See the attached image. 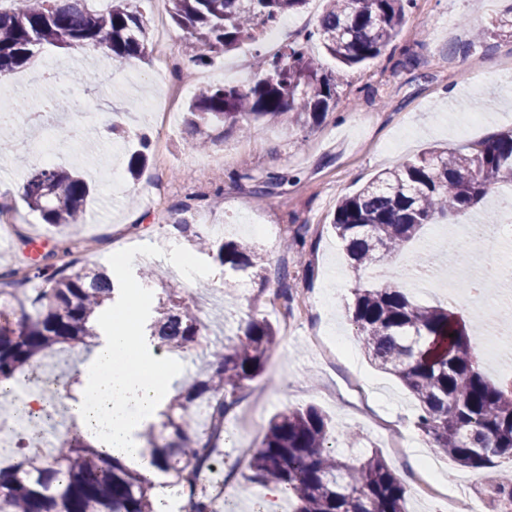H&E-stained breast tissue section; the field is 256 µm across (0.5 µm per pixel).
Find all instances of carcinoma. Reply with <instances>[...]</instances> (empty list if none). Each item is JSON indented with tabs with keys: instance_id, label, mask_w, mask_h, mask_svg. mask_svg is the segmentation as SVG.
<instances>
[{
	"instance_id": "cac0c4a2",
	"label": "carcinoma",
	"mask_w": 512,
	"mask_h": 512,
	"mask_svg": "<svg viewBox=\"0 0 512 512\" xmlns=\"http://www.w3.org/2000/svg\"><path fill=\"white\" fill-rule=\"evenodd\" d=\"M171 19L183 32L185 54L198 67L212 54L244 40L257 47L253 79L246 85L208 84L188 105L194 144L208 146L224 127L247 133L253 122L293 112L304 124L318 123L333 108L336 78L308 56L317 38L339 70L382 56L395 40L411 0H325L314 31L269 55L258 46L267 26L302 9L309 0H168ZM46 44L67 49L105 47L123 62L148 54V33L136 0H10L0 7V77L26 65ZM150 147L143 138L129 159L138 178ZM500 182L512 184V129L450 152L429 148L378 174L368 185L338 200L331 224L356 275L406 246L426 224L479 204ZM88 183L67 169L44 167L27 174L23 197L55 227L83 220ZM191 233L201 254L238 273L256 265L255 245L211 239L202 227ZM43 262L0 273V386L38 377L39 361L76 345L92 346L95 318L114 299L107 270L73 259ZM153 277L166 298L153 308L151 341L174 353L195 349L208 326L186 302L166 272ZM41 282L34 295L24 283ZM30 309H25V304ZM345 313L364 353L396 376L419 403L417 427L432 447L459 466L495 472L485 496L512 499V381L489 383L465 324L442 307L421 306L388 281L353 289ZM276 343L266 319H253L229 345L208 347L202 378L173 396L163 412L170 439L148 431L151 465L181 489H191V512H215L214 499L193 477L215 457L224 421L246 382L263 369ZM205 416L207 428L198 419ZM333 425L319 408L275 415L249 462L244 486L281 484L296 500L294 512H407L405 486L379 451L350 459L328 444ZM151 479L122 460L68 434L46 454L28 440L0 460V512H154Z\"/></svg>"
}]
</instances>
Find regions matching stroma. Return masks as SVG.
Instances as JSON below:
<instances>
[{
  "instance_id": "stroma-1",
  "label": "stroma",
  "mask_w": 512,
  "mask_h": 512,
  "mask_svg": "<svg viewBox=\"0 0 512 512\" xmlns=\"http://www.w3.org/2000/svg\"><path fill=\"white\" fill-rule=\"evenodd\" d=\"M504 7V0H413L392 53L339 73L335 106L325 120L306 125L287 113L254 123L247 135L225 130L223 138L204 152L192 146L185 127L186 104L199 86L224 83L223 66L251 71L253 57L243 49L220 54L214 67L199 69L182 52L180 31L169 28V51L178 66L183 93L167 127L158 125L154 115L142 108L147 98L154 100L157 109L166 106L168 77L152 58L114 65L100 48L66 52L46 45L34 65L18 71L19 76L32 78V85L17 87L0 78V100L50 94L56 82L46 77L45 70L55 62L83 78L70 90L88 99L90 124L97 133L74 145L56 164L82 170L96 186L83 223L69 232L70 238L93 241L91 261L111 266L117 242L137 251L170 244L167 266L186 260L197 269L196 276L180 280L189 297L206 289L225 295L224 301L200 314L213 331L210 344L226 343L252 318L271 319L276 327L277 345L264 371L249 381L229 415L235 422L254 409L257 423L251 434L237 430L226 436L217 450L214 478L205 484L211 492L224 480L232 481V489L220 500L222 512H254L256 490L240 488L251 450L259 446L274 415L309 405L380 449L400 480L417 470L414 449L395 455L368 422L373 416L412 432L418 410L402 382L365 357L353 326L344 317L353 289L378 285L379 280L369 270L358 277L349 272L330 224L337 201L380 171L414 158L433 144L459 149L512 128V86L499 80L501 70L512 67V30L494 25ZM64 118V113L53 112L37 126L19 119L6 133L14 151L0 154V208L11 210L17 226L6 248H0V272L29 265L30 244L39 237L45 240V250L57 251V263L67 260L60 236L22 198L28 170L41 165L40 143L61 136ZM117 118L125 130L121 140L112 136ZM141 131L152 142L143 176L134 184L113 180V171H125ZM272 174L284 176V184L268 195H255L256 182ZM494 210L489 200L425 227L420 240L409 243L406 252H420L421 240H428L439 251L440 285L456 284L440 245L447 241L449 230L483 220ZM199 216L211 224L212 237L251 240L261 255L258 266L249 269L232 292L224 290V269L218 262L195 254L188 234L170 231L171 226L194 223ZM301 226L307 230L303 253L284 252L283 237ZM140 266L137 260L128 263L113 281L121 297L135 298V331L144 338L162 288L152 283L142 295H135ZM286 283L311 299L308 321L292 331L270 312L278 289ZM408 295L422 306H451L466 324L485 375L501 381L480 340L477 311L465 303H449L437 292L412 288ZM313 336L329 337L338 353L334 363L319 362L309 342Z\"/></svg>"
}]
</instances>
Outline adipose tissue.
<instances>
[{"label":"adipose tissue","mask_w":512,"mask_h":512,"mask_svg":"<svg viewBox=\"0 0 512 512\" xmlns=\"http://www.w3.org/2000/svg\"><path fill=\"white\" fill-rule=\"evenodd\" d=\"M179 376L176 361H158L145 350L131 321L114 316L101 327L99 344L70 390V423L92 448L150 474L138 433L160 423L166 395Z\"/></svg>","instance_id":"adipose-tissue-1"}]
</instances>
